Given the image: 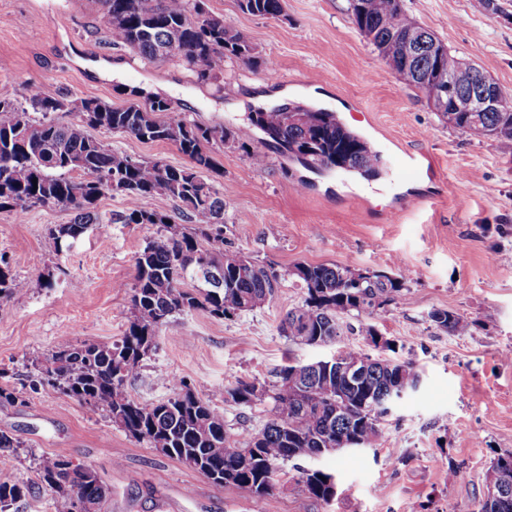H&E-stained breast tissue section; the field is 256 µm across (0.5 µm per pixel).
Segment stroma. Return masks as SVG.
Instances as JSON below:
<instances>
[{
  "mask_svg": "<svg viewBox=\"0 0 512 512\" xmlns=\"http://www.w3.org/2000/svg\"><path fill=\"white\" fill-rule=\"evenodd\" d=\"M281 18L240 11L237 0H204L276 66L275 78L236 59L217 78L197 77L179 60L150 62L109 45L97 0L71 11L68 0H0V97L23 100L27 86L69 102L97 98L120 106L130 88L168 99L176 113L234 131L216 148L224 169V246L271 267L281 286L265 306L218 320L201 310L163 326L127 391L142 404L167 399L186 381L224 413L234 435L259 432L262 406L225 399L238 379L266 386L287 364L330 358L348 345L373 358L414 360L420 389L382 425L376 447L287 463L276 506L239 489L215 487L203 474L164 456L113 425L100 408L50 387L32 388V362L66 344H109L131 318L134 258L155 229L112 222L121 196L98 202L91 225L64 254L49 231L70 212L34 208L0 212V255L25 289L0 299V431L17 454L0 456V478L35 480L36 458L63 449L91 468L111 495L101 512H478L486 477L512 452V148L448 124L417 89L384 65L350 19L348 0H283ZM407 14L459 58L512 95V0H404ZM304 104L335 113L381 157L379 175L303 166L278 148L263 165L248 146L260 137L254 112ZM112 149L175 166L190 160L171 143L95 130ZM427 155L433 172L408 174L410 157ZM336 264L354 272L403 271L396 303L373 316L346 315L342 334L325 345L295 342L280 330L305 291L295 264ZM447 309L470 318L468 335L451 336L430 320ZM374 327L386 346L365 336ZM334 473L331 502L312 498L302 472Z\"/></svg>",
  "mask_w": 512,
  "mask_h": 512,
  "instance_id": "obj_1",
  "label": "stroma"
}]
</instances>
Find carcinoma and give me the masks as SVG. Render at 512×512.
I'll list each match as a JSON object with an SVG mask.
<instances>
[{
  "mask_svg": "<svg viewBox=\"0 0 512 512\" xmlns=\"http://www.w3.org/2000/svg\"><path fill=\"white\" fill-rule=\"evenodd\" d=\"M112 45L127 47L157 62L180 61L201 81L224 70V61L272 70L256 47L226 21L205 12L203 0H97ZM242 12L268 18L282 15V0H238ZM352 21L399 80L413 86L423 78L453 80L463 87L470 74L458 69L457 57L435 35L405 15L402 0H349ZM406 23L397 27V17ZM408 41L417 57L408 62L394 44ZM28 109L0 99V211L22 215L35 207L59 208L74 214L68 224L49 232L54 252L69 249L89 227L100 223L97 202L118 194L125 209L112 220L121 224L159 226L135 255L132 319L123 336L110 345H65L35 363V382L58 389L78 401L105 410L112 423L135 439L205 475L217 487L233 486L270 503L280 491L281 465L318 454L339 453L344 438L355 437L362 448L377 446L384 416L391 412L399 386L421 385L414 361L367 359L358 349L341 346L342 360L366 365L357 382L330 369L284 367L280 384L268 392L239 380L224 389L235 404L266 407L268 420L247 439L225 429L224 413L199 396L186 382L176 381L173 396L156 404L130 398L127 383L152 350L156 332L175 315L203 310L215 319L254 310L269 303L280 287V275L251 258L224 248V197L214 178L224 174L213 147L235 140L222 126H206L174 113L170 102L155 98L144 104L115 107L96 98L66 106L64 100L28 87ZM306 119L288 121L278 108L256 112L253 123L263 138L250 150L252 161L264 162L263 148L274 143L310 167L357 171L371 177L380 157L334 113L297 105ZM74 112L66 123L56 112ZM448 123L475 137L492 135L512 144L511 112H454ZM91 128L125 134L144 142H171L191 160L173 166L160 159H134L89 134ZM37 183H32V180ZM163 196L175 201L178 215L146 209L142 201ZM194 226L172 227L176 217ZM289 275L301 283L303 304L288 311L283 330L291 340L304 337L320 344L338 336L340 319L353 312L371 315L396 301L406 278L370 271L367 275L337 265H294ZM25 283L10 272L0 256V298L23 291ZM432 322L450 336L469 334L472 321L448 310H435ZM504 472L512 475V453L498 457L487 485ZM38 484L50 496L53 512H75L78 500L87 512H99L109 495L95 472L73 463L59 450L43 455L37 465ZM304 486L313 498L336 497L332 474L303 470ZM31 484L0 481V512L26 498ZM479 512H512V498L496 501L485 493Z\"/></svg>",
  "mask_w": 512,
  "mask_h": 512,
  "instance_id": "1",
  "label": "carcinoma"
}]
</instances>
